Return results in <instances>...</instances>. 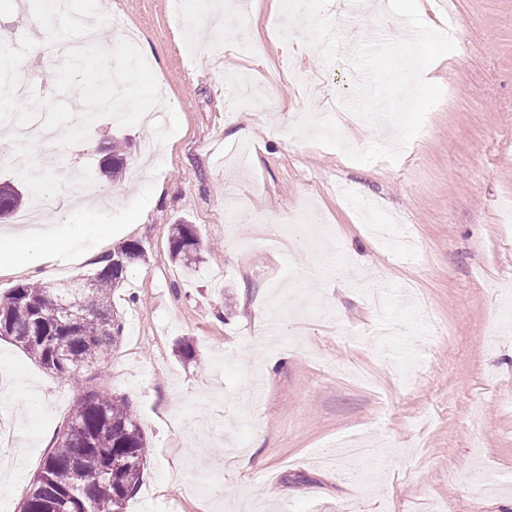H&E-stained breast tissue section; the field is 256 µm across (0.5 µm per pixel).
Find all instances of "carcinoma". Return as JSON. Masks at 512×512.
Wrapping results in <instances>:
<instances>
[{
	"instance_id": "carcinoma-1",
	"label": "carcinoma",
	"mask_w": 512,
	"mask_h": 512,
	"mask_svg": "<svg viewBox=\"0 0 512 512\" xmlns=\"http://www.w3.org/2000/svg\"><path fill=\"white\" fill-rule=\"evenodd\" d=\"M108 176L123 170L120 146ZM32 193L5 182L0 186V218L16 213ZM200 239L191 224H177L172 258L196 264ZM126 269L107 254L80 288L21 282L0 295V337L8 336L44 369L67 381H79L81 369L105 361L117 345L122 321L112 306V291ZM71 415L23 497L20 512H122L140 483L148 443L132 406L103 390L80 386Z\"/></svg>"
}]
</instances>
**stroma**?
I'll use <instances>...</instances> for the list:
<instances>
[{
  "label": "stroma",
  "instance_id": "35a3bbf8",
  "mask_svg": "<svg viewBox=\"0 0 512 512\" xmlns=\"http://www.w3.org/2000/svg\"><path fill=\"white\" fill-rule=\"evenodd\" d=\"M210 2L69 0L47 15L39 0L24 11L0 0V43L74 38L79 15L110 47L134 32L164 91L151 123L102 117L80 143L35 149L42 167L90 175L88 220L114 228L73 258L69 282L126 243L144 250L112 295L118 345L83 373L132 404L149 442L125 512H512V489L493 488L512 477V0H446L443 16L418 0L427 25H454L455 51L424 72L443 96L410 154L371 164L287 131L309 110L345 140H385L344 107L346 62L325 63L298 36L273 40L272 0L234 13L246 40H222L197 27ZM328 14L346 53L406 32L383 4L332 0ZM238 80L259 103L234 104ZM171 110L179 130L146 149ZM116 137L126 162L111 178L98 149ZM182 222L203 244L190 269L171 256ZM371 223L408 228L411 258L387 252ZM319 252L342 276L317 268ZM1 374L0 444L27 456L0 483V512H19L78 390L8 338ZM345 438L389 448L348 463L336 454Z\"/></svg>",
  "mask_w": 512,
  "mask_h": 512
}]
</instances>
